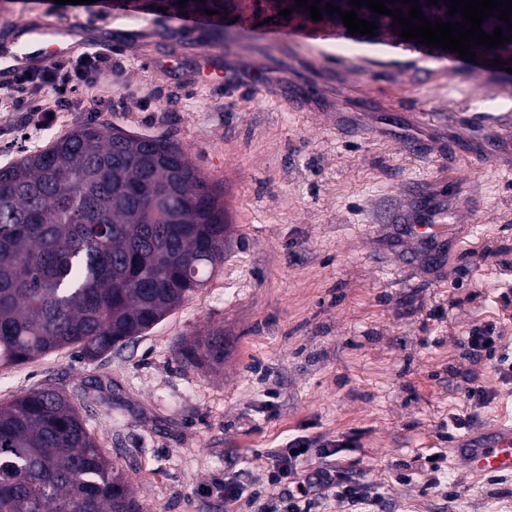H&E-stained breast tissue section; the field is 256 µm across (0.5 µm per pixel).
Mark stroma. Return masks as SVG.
I'll return each mask as SVG.
<instances>
[{"instance_id": "1", "label": "stroma", "mask_w": 512, "mask_h": 512, "mask_svg": "<svg viewBox=\"0 0 512 512\" xmlns=\"http://www.w3.org/2000/svg\"><path fill=\"white\" fill-rule=\"evenodd\" d=\"M224 23L89 14L119 74L86 105L0 109V166L96 121L181 146L221 194L224 261L146 335L89 362L60 349L0 370V405L77 397L144 512H263L228 501L289 438L341 440L337 463L383 512H512V474L476 475L450 416L512 424V383L466 346L512 349V73L472 72L384 33L289 16L315 39L257 41L268 0ZM233 85L194 80L201 54ZM154 57L147 67L145 57ZM439 225L432 241L410 232ZM224 334V363L178 351ZM490 401L472 410L465 391ZM441 458L431 473L428 455ZM494 335L495 329L492 325L475 328L467 337L468 348L473 356L488 360L500 378L511 383V355L509 357L507 354H499V336Z\"/></svg>"}]
</instances>
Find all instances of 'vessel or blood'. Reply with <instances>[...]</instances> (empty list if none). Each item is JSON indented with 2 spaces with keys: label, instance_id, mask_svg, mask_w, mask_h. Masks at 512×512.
Returning a JSON list of instances; mask_svg holds the SVG:
<instances>
[{
  "label": "vessel or blood",
  "instance_id": "1",
  "mask_svg": "<svg viewBox=\"0 0 512 512\" xmlns=\"http://www.w3.org/2000/svg\"><path fill=\"white\" fill-rule=\"evenodd\" d=\"M82 22L60 27L51 23L29 25L24 40L0 43V81L9 83L23 72L62 60L89 48L81 35ZM466 468L474 474L512 473V424H494L482 439L463 449Z\"/></svg>",
  "mask_w": 512,
  "mask_h": 512
}]
</instances>
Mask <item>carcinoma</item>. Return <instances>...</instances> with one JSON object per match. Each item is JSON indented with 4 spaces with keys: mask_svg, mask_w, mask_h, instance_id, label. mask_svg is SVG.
<instances>
[{
    "mask_svg": "<svg viewBox=\"0 0 512 512\" xmlns=\"http://www.w3.org/2000/svg\"><path fill=\"white\" fill-rule=\"evenodd\" d=\"M430 20L461 21L418 0ZM357 17L390 35L393 17ZM474 52L512 63V41ZM224 205L182 149L87 123L0 168V368L62 348L96 361L142 336L224 262ZM180 356L224 364V333ZM0 512H141L72 399L0 406Z\"/></svg>",
    "mask_w": 512,
    "mask_h": 512,
    "instance_id": "1",
    "label": "carcinoma"
}]
</instances>
